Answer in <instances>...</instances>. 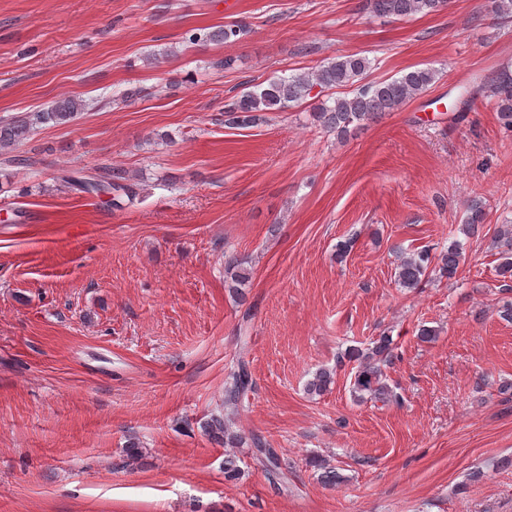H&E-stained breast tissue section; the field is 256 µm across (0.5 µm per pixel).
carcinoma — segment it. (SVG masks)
I'll use <instances>...</instances> for the list:
<instances>
[{
    "label": "carcinoma",
    "mask_w": 512,
    "mask_h": 512,
    "mask_svg": "<svg viewBox=\"0 0 512 512\" xmlns=\"http://www.w3.org/2000/svg\"><path fill=\"white\" fill-rule=\"evenodd\" d=\"M371 12L379 17L406 18L418 14L428 15L439 12L447 6V0H369ZM245 32L239 24H226L206 34V38L222 43H234ZM370 68V61L359 53L338 54L312 72H304L288 77H276L253 86L242 92L224 110V122L237 127L258 126L267 121L265 113L282 110L291 103L308 97L315 87L336 88L352 84L363 79ZM436 72L430 68H417L402 76L380 82H368L359 86L351 97H338L332 103L325 101L312 108V118L320 125L344 134L349 126L361 125L376 120L386 112H394L404 106L411 98L421 94L434 82ZM495 109L502 124L512 128V70L504 66L487 82ZM85 104L79 99L70 98L57 101L50 107L28 116L12 117L0 121V154H7L19 141L27 138L35 126L52 123L64 125L72 122L78 113L84 111ZM67 184H73L85 193L97 194L112 188V201L121 206L122 198L129 200L138 195L136 184L127 171L114 168L106 177L89 173L80 177L62 178ZM485 206L482 200L472 199L468 205V215L460 228L468 238L480 236L485 221ZM492 246L499 251L497 276L503 287L512 286V224H500L493 233ZM462 260L461 244L458 241L438 254L422 249L399 259L396 277L400 287L415 289L421 286L426 275L433 271L441 277L453 279L459 272ZM249 262L233 258L224 266V287L238 300L245 298V288L251 282ZM348 360L358 363L352 391L357 400L369 395L384 399L389 395V387L383 379L382 365L392 357V338L382 335L374 345L362 351L350 348L346 352ZM332 383V374L326 370L315 374L308 383L311 393H322ZM252 387V376L245 361L241 360L229 374L224 388V399L231 405L240 403ZM203 431L211 438L231 448L244 443V437L224 424L221 418H213L203 424ZM255 460L260 464L268 478L279 479L281 460L274 448L263 447L259 438L253 439ZM244 474L238 465L235 454L224 457V478L229 482L237 481Z\"/></svg>",
    "instance_id": "1"
}]
</instances>
